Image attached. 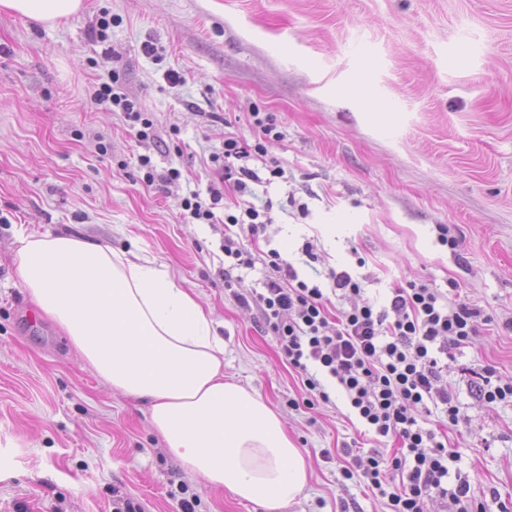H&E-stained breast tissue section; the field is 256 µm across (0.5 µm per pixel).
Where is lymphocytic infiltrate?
Instances as JSON below:
<instances>
[{"label":"lymphocytic infiltrate","instance_id":"f902f5d3","mask_svg":"<svg viewBox=\"0 0 512 512\" xmlns=\"http://www.w3.org/2000/svg\"><path fill=\"white\" fill-rule=\"evenodd\" d=\"M118 82L114 75L101 83L93 100L121 113L134 130L142 149L137 156L142 184L151 188L180 180V168L157 167L149 151L157 138L155 120ZM251 123L257 131L254 141L225 132L221 151L209 157L212 180L206 192H191L182 202L185 217L223 224L228 269H250L259 260L271 268L262 290L239 293L235 299L271 327L279 350L309 394L328 400L320 378H333L369 432L378 439H394L396 447L389 454L344 448L351 459L344 477H363L372 491L387 497L390 512H425L426 500L433 497L451 498L459 512H473L469 483H448V437L431 428L429 418L437 416L452 426L470 423L442 379L449 348L475 336L477 310L451 305L447 292L414 282L394 288L388 303L380 306L362 299L360 283L348 272L332 269L327 278L333 291L357 296L358 302L330 317L320 283L300 279L271 246L267 230L272 204H255L253 197L255 186L265 179L285 175L277 162L266 158L268 142L280 133L272 115L252 113ZM229 194L235 198L233 210L219 212ZM259 242L264 250L253 251Z\"/></svg>","mask_w":512,"mask_h":512}]
</instances>
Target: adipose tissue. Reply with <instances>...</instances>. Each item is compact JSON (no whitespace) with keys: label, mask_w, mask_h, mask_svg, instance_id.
<instances>
[{"label":"adipose tissue","mask_w":512,"mask_h":512,"mask_svg":"<svg viewBox=\"0 0 512 512\" xmlns=\"http://www.w3.org/2000/svg\"><path fill=\"white\" fill-rule=\"evenodd\" d=\"M84 0H0V11L55 26ZM18 280L98 379L147 403L153 430L203 485L287 512L309 479L280 415L224 377L212 313L156 261L74 236L19 231Z\"/></svg>","instance_id":"1"}]
</instances>
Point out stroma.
<instances>
[{"mask_svg": "<svg viewBox=\"0 0 512 512\" xmlns=\"http://www.w3.org/2000/svg\"><path fill=\"white\" fill-rule=\"evenodd\" d=\"M169 70L185 84L169 87ZM113 72L153 113L154 160H176L177 183L143 186L122 114L95 105ZM254 111L282 133L267 145L285 170L264 188L269 232L301 277L349 271L378 303L408 281H453L451 302L479 309L443 378L471 420L448 432V482L466 479L481 512H512V400L478 401L471 374L512 382V0H86L53 27L1 12L0 512H116L127 497L141 512H179L183 497L195 512H264L188 475L145 405L103 387L39 313L12 261L22 227L154 259L211 308L225 377L264 397L309 465L290 512H388L343 476V445L364 439L343 394L330 383L329 402L306 406L271 329L234 298L266 267L225 288L223 225L182 216L225 130L253 140Z\"/></svg>", "mask_w": 512, "mask_h": 512, "instance_id": "stroma-1", "label": "stroma"}]
</instances>
